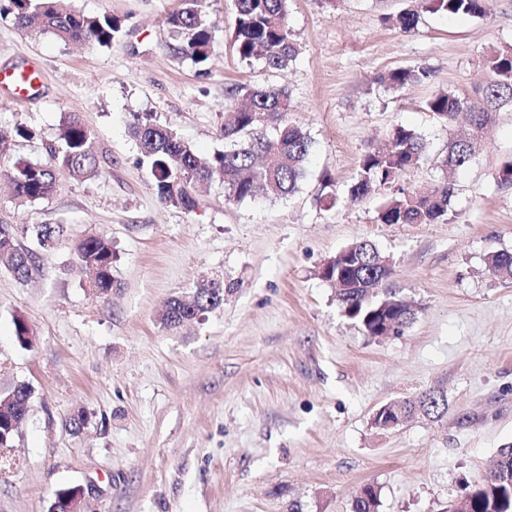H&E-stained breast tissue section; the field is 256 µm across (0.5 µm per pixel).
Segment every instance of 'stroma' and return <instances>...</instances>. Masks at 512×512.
I'll use <instances>...</instances> for the list:
<instances>
[{
    "label": "stroma",
    "instance_id": "35a3bbf8",
    "mask_svg": "<svg viewBox=\"0 0 512 512\" xmlns=\"http://www.w3.org/2000/svg\"><path fill=\"white\" fill-rule=\"evenodd\" d=\"M109 13L122 30L107 46H80L0 18V69L41 63L43 88L0 97L9 162L45 159L69 113L95 135L100 174L60 179L44 200L20 204L0 175V224L64 223L65 242L40 254L29 281L0 266V392L31 389L29 413L0 469V512H48L57 491L79 486L86 512H351L364 485L380 512H448L512 447V280L485 259L512 253V109L494 113L470 163L442 161L464 123L441 126L426 109L435 91L472 93L479 60L512 43V0L481 18L421 12L415 32L390 19L409 0H289L299 53L283 70L240 60L234 0H205L210 59L178 56L166 22L179 0H71ZM426 65L432 83L396 91L389 70ZM286 89L288 118L311 139L295 193L226 201L220 178L201 183L191 213L162 204L128 126L150 112L204 154L223 151L232 85ZM426 145L400 187L451 180L447 220L383 224L394 187L349 197L361 157L392 129ZM337 202H324L327 194ZM102 235L115 252L108 298L89 290L74 246ZM373 242L392 262L387 288L411 303L399 334L366 335L321 272L347 246ZM221 276L224 302L177 328L161 324L170 299H192ZM23 317L33 345L15 340ZM444 395L440 415L384 431L374 412L396 400ZM84 414L81 431L69 426Z\"/></svg>",
    "mask_w": 512,
    "mask_h": 512
}]
</instances>
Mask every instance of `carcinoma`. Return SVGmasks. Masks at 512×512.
<instances>
[{
    "label": "carcinoma",
    "mask_w": 512,
    "mask_h": 512,
    "mask_svg": "<svg viewBox=\"0 0 512 512\" xmlns=\"http://www.w3.org/2000/svg\"><path fill=\"white\" fill-rule=\"evenodd\" d=\"M204 0H181L180 7L167 17L168 25L182 39L179 54L196 64L208 61L212 32L203 10ZM425 9L434 13L481 17L485 0H424ZM236 20L232 46L243 61L260 62L266 69H283L292 62L298 48L288 27V0H235ZM10 16L27 28L39 23L42 30L64 42L87 46H107L120 33V20L110 14L85 15L74 11L69 0H0V17ZM419 12L406 9L393 23L405 33L417 27ZM484 80L474 94L459 95L438 91L426 101L429 112L443 126L452 125L461 112L470 117L471 133L448 145L444 165L457 170L465 167L478 151L488 131L489 113L512 107V44L493 47L482 57ZM427 66L392 69L379 77L392 89L432 81ZM288 93L279 88L232 86L224 100V140L230 146L213 155H200L178 138L151 113L137 115L130 133L143 159L150 166L154 190L165 205L190 213L199 202L195 185L219 171L224 178L226 199L243 202L257 187L273 197L290 195L297 189L310 152V138L304 129L288 121ZM91 132L74 113L59 125L56 141L47 148L44 162L17 161L6 170L15 198L34 203L48 198L60 176L88 180L99 174V164L90 145ZM423 143L418 135L403 126L390 134L386 149L365 153L359 174L351 185V200H362L372 185H390L418 166ZM452 184L443 181L428 188L400 189L383 204L378 218L383 224H436L448 218ZM38 246L51 252L67 237L64 224H39L33 227ZM75 256L82 267L93 270L94 287L105 299L112 293V242L103 236H89L76 243ZM387 256L371 243L362 241L341 251L322 270V278L336 288V300L343 314L357 322L369 336L381 335L385 323L395 324L399 334L412 316L411 306L391 293L380 294L378 287L392 270L381 265ZM0 264L25 281L36 264L32 253L22 248L13 230L0 224ZM488 270L503 279H512V253L494 252L487 256ZM224 302V282L211 280L200 289L197 300L184 303L175 298L167 302L162 323L176 327L193 320ZM29 387L19 384L0 392V420L10 433L6 447L13 446L24 422ZM463 512H512V448L503 450L495 468L484 482L463 496ZM380 498L366 486L352 501L351 512H379Z\"/></svg>",
    "instance_id": "obj_1"
}]
</instances>
